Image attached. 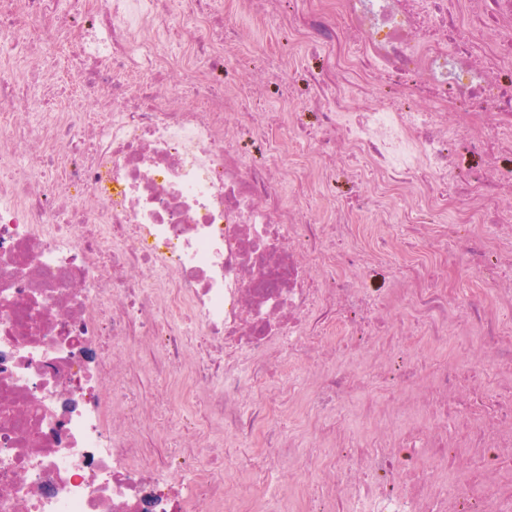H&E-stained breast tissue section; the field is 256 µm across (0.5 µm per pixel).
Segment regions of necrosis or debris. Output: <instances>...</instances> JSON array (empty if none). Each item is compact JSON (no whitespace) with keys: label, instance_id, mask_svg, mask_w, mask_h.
<instances>
[{"label":"necrosis or debris","instance_id":"obj_1","mask_svg":"<svg viewBox=\"0 0 512 512\" xmlns=\"http://www.w3.org/2000/svg\"><path fill=\"white\" fill-rule=\"evenodd\" d=\"M206 2L0 0V512H512V0H230L322 58L305 97L284 55L253 88L213 84L237 43L207 37ZM48 50L71 57L80 98L35 124L30 90L63 78ZM176 68L201 105L162 87ZM271 88L289 110L254 123V160L231 119ZM340 177L368 201L318 220L308 200ZM393 220L428 232L375 294L362 284L402 239L344 243ZM465 276L495 296L461 294ZM93 329L112 352L92 365L75 342ZM378 336L379 358L426 357L351 428L336 403L365 378L331 360ZM452 337L469 365L449 361ZM144 341L168 407L207 403L167 465L206 462L178 502L150 477L157 419L125 370ZM300 413L320 420L306 448L283 424ZM229 446L254 473L238 498ZM285 462L316 495L272 491Z\"/></svg>","mask_w":512,"mask_h":512}]
</instances>
